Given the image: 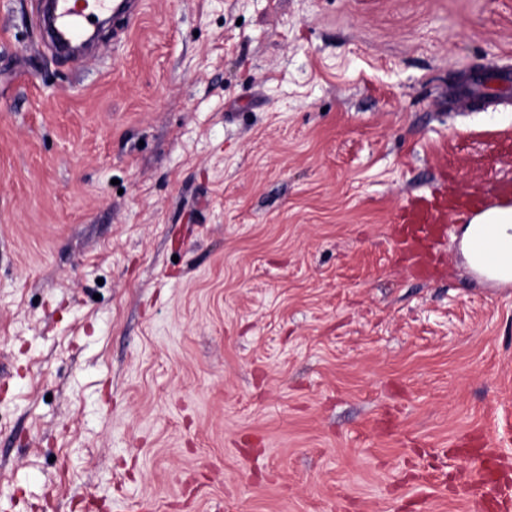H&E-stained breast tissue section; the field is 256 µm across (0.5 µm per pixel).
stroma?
<instances>
[{
  "mask_svg": "<svg viewBox=\"0 0 512 512\" xmlns=\"http://www.w3.org/2000/svg\"><path fill=\"white\" fill-rule=\"evenodd\" d=\"M35 13L0 0V512H471L472 448L512 495V294L462 249L512 192V0H142L85 64ZM448 216V198L441 195L433 200H423L409 207L403 223L400 245L417 262H420L439 236L445 233Z\"/></svg>",
  "mask_w": 512,
  "mask_h": 512,
  "instance_id": "stroma-1",
  "label": "stroma"
}]
</instances>
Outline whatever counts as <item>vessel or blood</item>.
<instances>
[{
	"label": "vessel or blood",
	"instance_id": "obj_1",
	"mask_svg": "<svg viewBox=\"0 0 512 512\" xmlns=\"http://www.w3.org/2000/svg\"><path fill=\"white\" fill-rule=\"evenodd\" d=\"M49 8L41 12L39 23L49 47L70 57L90 28L94 18L111 14L113 20L128 21L139 10L140 0H48ZM512 214V196L487 204L478 213L481 234L474 241L475 267L495 288L512 291V252L502 249L494 236L499 217ZM448 200L438 197L415 203L407 210L400 245L415 260H422L439 236L445 232ZM479 498L474 512H488L502 496V483L489 473L476 474Z\"/></svg>",
	"mask_w": 512,
	"mask_h": 512
}]
</instances>
